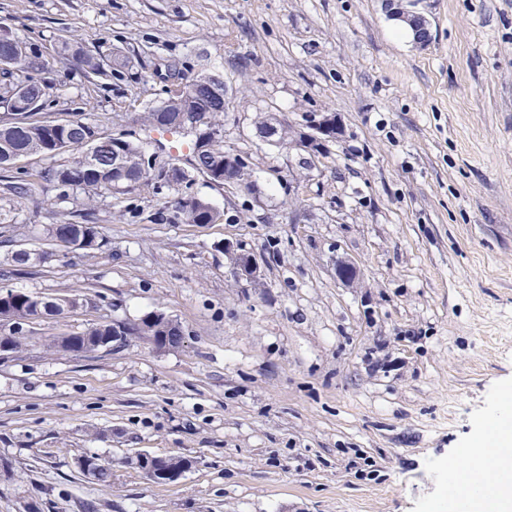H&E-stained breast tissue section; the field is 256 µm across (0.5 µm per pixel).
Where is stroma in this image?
Returning <instances> with one entry per match:
<instances>
[{"instance_id":"stroma-1","label":"stroma","mask_w":512,"mask_h":512,"mask_svg":"<svg viewBox=\"0 0 512 512\" xmlns=\"http://www.w3.org/2000/svg\"><path fill=\"white\" fill-rule=\"evenodd\" d=\"M426 5L419 49L381 0H0V33L40 50L58 86L39 120L80 118L187 166L191 136L143 121L176 59L184 80L230 85L223 145L256 185L195 173L87 205L20 189L72 153L0 169V290L79 301L0 325L29 343L0 363V512H423L449 460L476 454L475 421L512 382V0ZM65 38L134 67L88 83L55 55ZM261 112L298 132L331 115L339 133L315 154L272 146ZM188 197L223 221L185 223ZM63 222L97 225L104 247L52 241ZM228 241L261 280L234 278ZM21 247L45 261L14 270ZM150 311L181 346L44 349ZM137 452L191 466L156 483L125 464ZM90 455L111 485L81 474ZM79 468L90 481L107 485L112 479V467L108 462L97 456H87L79 461Z\"/></svg>"}]
</instances>
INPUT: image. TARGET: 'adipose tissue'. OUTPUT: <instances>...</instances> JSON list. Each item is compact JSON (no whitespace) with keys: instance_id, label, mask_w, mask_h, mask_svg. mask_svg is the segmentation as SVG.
Listing matches in <instances>:
<instances>
[{"instance_id":"ef3b65f1","label":"adipose tissue","mask_w":512,"mask_h":512,"mask_svg":"<svg viewBox=\"0 0 512 512\" xmlns=\"http://www.w3.org/2000/svg\"><path fill=\"white\" fill-rule=\"evenodd\" d=\"M473 441L485 454L448 467V512H497L512 481V384L498 387L478 417Z\"/></svg>"}]
</instances>
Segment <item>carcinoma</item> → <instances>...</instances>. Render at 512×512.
Here are the masks:
<instances>
[{
	"label": "carcinoma",
	"mask_w": 512,
	"mask_h": 512,
	"mask_svg": "<svg viewBox=\"0 0 512 512\" xmlns=\"http://www.w3.org/2000/svg\"><path fill=\"white\" fill-rule=\"evenodd\" d=\"M59 57L74 60L88 82H103L112 76V71L128 67L127 57L111 54L102 57L84 48L81 43L64 41L58 50ZM0 58L10 67L8 79L0 78V89L6 83L16 86L23 84L32 96L38 99L34 111L17 118L13 113L0 114V168L14 164L18 159L34 154L53 159L69 151L77 152L71 162L52 167L41 176V190L53 188L57 198L65 200L69 192H78L90 204L99 196L112 190L134 189L143 183L154 180L152 175L142 172L140 159L142 148L128 138L118 137L104 141V134L96 126L81 119L63 124H45L34 119V113L41 112L49 99L40 95V86L47 81L48 62L43 54L12 37L0 40ZM191 100L178 94H170L164 100L149 106L144 118L154 128L179 133L184 128L177 125L181 113L192 112ZM224 107H216L207 112L197 113L203 131L209 136L195 137L191 169L204 175L210 182L224 183ZM278 124L277 141L288 139L290 131L283 123L277 122L272 113L257 116L256 129L259 134L267 132L269 126ZM178 213L188 224H213L223 214L210 202L199 197L183 198L177 202ZM74 234L72 242L76 249L95 251L105 246L98 227L94 224L64 222L50 230L54 241L67 239ZM3 314L15 317V323L35 318L57 317L62 310L54 305V299L32 295L25 291H14L13 300L0 310ZM113 326L110 323L97 324L78 335L57 336L47 344V349L73 354H92L98 345L112 338ZM123 336H180L182 330L175 322L163 323L150 320L145 314L133 322L123 323ZM149 465L169 473H180L190 466V461L177 456H159ZM79 468L90 481L107 485L112 479V467L97 456H87L79 461Z\"/></svg>",
	"instance_id": "cac0c4a2"
}]
</instances>
